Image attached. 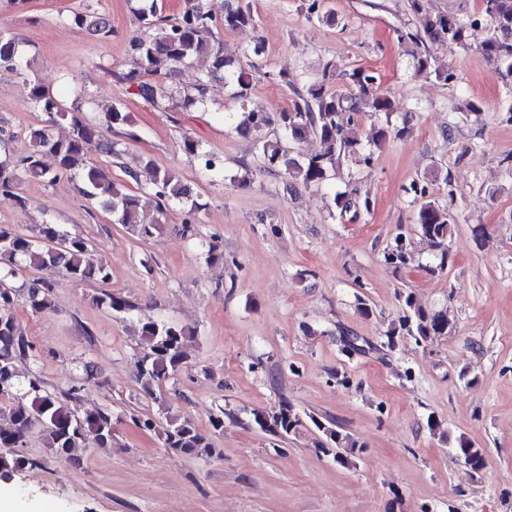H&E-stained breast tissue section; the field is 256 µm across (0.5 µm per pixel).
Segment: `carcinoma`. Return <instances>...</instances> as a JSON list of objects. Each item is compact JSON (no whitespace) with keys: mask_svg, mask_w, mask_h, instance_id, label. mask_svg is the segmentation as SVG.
I'll return each mask as SVG.
<instances>
[{"mask_svg":"<svg viewBox=\"0 0 512 512\" xmlns=\"http://www.w3.org/2000/svg\"><path fill=\"white\" fill-rule=\"evenodd\" d=\"M414 13L422 16L424 36L454 44H464L478 28V22H464L444 13H432L426 8L427 0H409ZM482 14L490 22V28L481 46L496 69L512 73V0H482ZM141 32L129 40L130 68L117 78L134 88V93L151 106L165 112L179 105L190 107L205 104L209 84L216 78L224 79V85L236 88L234 98L245 106L251 85L250 75L224 57L220 44L216 43L215 30L253 27L256 15L250 4L234 0L224 10V16L216 18L208 9L206 0H188V5L178 16L162 15L158 0H138L136 9ZM205 57L210 61L208 70L198 77L193 91L179 100L168 93L153 79L161 64L171 70L184 67L195 59ZM28 62L13 37L0 35V69L23 76L22 97L26 104L42 112L45 122L57 124L67 121L70 134L54 139L46 127L30 130L35 150L18 165L9 158H0V192L16 188L21 174L37 176L47 183H54L64 176L79 178L82 192L112 214L114 223L130 227L138 236L146 239L155 235L156 224H144L139 218L144 203L154 205L164 215L175 203L189 205L187 215L201 210L203 204L193 198L176 173L154 169L143 195L129 192L109 180L96 167L87 164L85 148L96 141L110 153L112 143L104 137L100 128L79 117L82 97L77 105L68 110L59 98L39 81L25 76ZM337 65L326 64L321 79L310 83L306 94L299 95L302 103L294 108L269 115L250 110L244 113L236 129L242 135L254 136V147L265 164L284 171L294 180L305 185L321 186L336 175L337 169L347 158L366 165L373 161L374 151L391 137H402L406 127L388 124L372 129L366 142L352 136V129L366 112L389 115L390 98L378 89L376 77L363 69L350 74L351 90L346 95L327 88L335 75ZM416 73L448 78L447 70L419 56L415 63ZM110 126L123 127V137L138 139L137 131L129 126L126 113L118 107L108 115ZM277 125L282 135L273 141L262 137L261 132L270 125ZM314 135L319 138L322 150L314 155L298 159L292 154L291 144ZM183 150L197 158L201 168L218 174L224 171L223 161L204 151L194 139L183 137ZM407 193L415 207L414 224L418 233L434 248V264L425 266L429 272L442 271L450 260L449 241L454 231L453 217L436 201L428 199L425 186L410 185ZM333 204L338 217L343 219L352 211L370 212L372 201L361 196L355 189L334 193ZM384 258L396 268H405L413 262L410 239L399 233L393 239ZM51 266L72 283L99 282L110 279L108 265L93 255L89 241L78 233L62 230L57 224H40L28 234L11 224H0V402H8L0 408L8 426L0 427V448H20L25 443L29 428L39 422L43 426L44 442L58 459L71 457L76 448L89 445L106 448L112 444V411L96 408L81 411L73 402L79 399L83 383L94 377V366L86 362L82 374L66 391L56 392L46 388L41 377L34 371L21 374L20 365L31 357L32 343L22 332L15 308L24 302L33 313H44L52 308L54 285L38 279H23L21 273L30 267ZM96 304L112 310L121 318L138 312V306L113 293L102 292L95 298ZM404 311L387 332L388 346L398 347L409 340L416 345H426L436 336L451 332L448 317L439 311L416 304L411 295L403 297ZM141 336L142 356L138 362L136 382L148 398L158 399L161 384L180 370L187 359L186 342L195 331L174 322L152 317H137ZM320 433L317 451L343 466L353 464L355 454L362 452L364 444L351 434L343 433L330 420L310 418ZM254 423L263 431L286 438L303 425L302 415L286 404L270 416L254 413ZM140 425L154 430L163 437L164 447L197 457L221 455V449L213 446L207 435L194 423L178 415L165 413L162 419L148 417ZM454 454L468 461L471 469L483 470L487 465V450L461 436L454 446ZM37 465L32 459L18 454H0V477L8 478L28 467Z\"/></svg>","mask_w":512,"mask_h":512,"instance_id":"obj_1","label":"carcinoma"}]
</instances>
